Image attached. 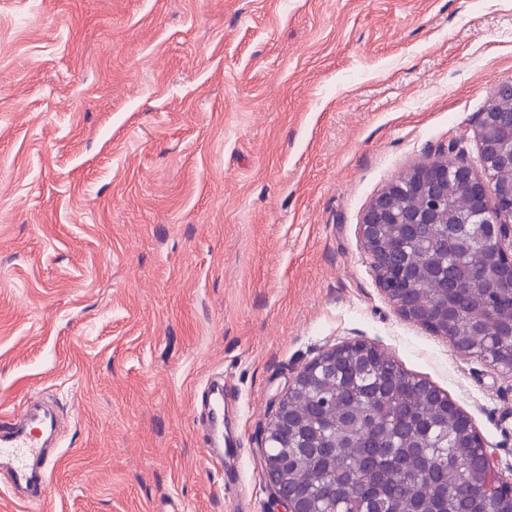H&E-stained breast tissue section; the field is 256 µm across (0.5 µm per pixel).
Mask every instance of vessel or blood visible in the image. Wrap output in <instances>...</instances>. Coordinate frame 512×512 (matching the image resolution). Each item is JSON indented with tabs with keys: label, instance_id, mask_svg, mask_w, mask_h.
Listing matches in <instances>:
<instances>
[{
	"label": "vessel or blood",
	"instance_id": "b4317fda",
	"mask_svg": "<svg viewBox=\"0 0 512 512\" xmlns=\"http://www.w3.org/2000/svg\"><path fill=\"white\" fill-rule=\"evenodd\" d=\"M53 424L52 416L46 414L0 413V459L9 462L12 483L25 489V501L33 512H42L49 496L48 475L61 457L43 433Z\"/></svg>",
	"mask_w": 512,
	"mask_h": 512
}]
</instances>
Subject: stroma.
<instances>
[{"label":"stroma","mask_w":512,"mask_h":512,"mask_svg":"<svg viewBox=\"0 0 512 512\" xmlns=\"http://www.w3.org/2000/svg\"><path fill=\"white\" fill-rule=\"evenodd\" d=\"M508 80L512 0H0V411L63 418L44 512H279L277 398L357 340L512 473V378L400 316L359 231L476 163Z\"/></svg>","instance_id":"1"}]
</instances>
